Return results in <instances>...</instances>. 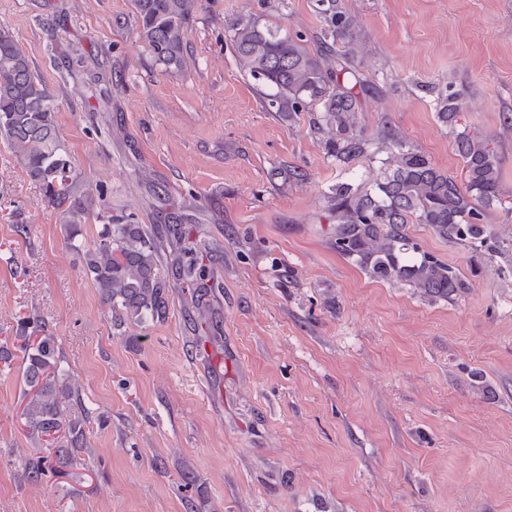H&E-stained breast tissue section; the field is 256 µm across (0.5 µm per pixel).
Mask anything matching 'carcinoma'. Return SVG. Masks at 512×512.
Here are the masks:
<instances>
[{
  "mask_svg": "<svg viewBox=\"0 0 512 512\" xmlns=\"http://www.w3.org/2000/svg\"><path fill=\"white\" fill-rule=\"evenodd\" d=\"M198 0H135L139 36L154 58L168 70L185 65L183 52L187 25ZM327 23V33L312 50L303 35L288 33L255 17L238 19L231 41L239 68L259 84L272 89L271 107L278 112H306L314 105L320 116L317 129L328 130L327 147L336 160L347 164L372 155V140L357 125L362 111L360 95L370 89L361 68L348 51L334 43L353 39L354 19L342 0H316ZM460 100L447 95L437 101V118L447 127L457 122ZM56 105L35 75L28 57L9 30L0 27V141L21 159L26 175L38 184L45 200L61 210L69 238L92 214L106 209L102 189H80V175L60 142L54 119ZM463 161L465 184L436 167L423 154L395 145L385 169L369 190L341 182L332 189V242L336 253L383 282L405 283L425 294L452 297L471 287L460 269L421 251L408 232L409 224H425L441 239L489 259L512 253L505 242L484 224L485 209L499 197L500 166L492 139L465 133L456 135ZM99 239L78 248L84 273L98 288L104 303L128 319L163 316L167 311L166 281L156 273L158 247L145 238L140 224H114L107 215ZM202 245L191 242L181 249L176 278L189 288L206 280L200 263ZM194 302L193 326L209 325L203 297ZM35 321L22 320L16 338L28 353L24 382L32 392L22 416L26 437L35 455L25 463L33 480L69 457V449L86 447L81 420L62 402L74 384L62 378L60 348L52 336H34ZM57 447L55 456L40 449Z\"/></svg>",
  "mask_w": 512,
  "mask_h": 512,
  "instance_id": "obj_1",
  "label": "carcinoma"
}]
</instances>
